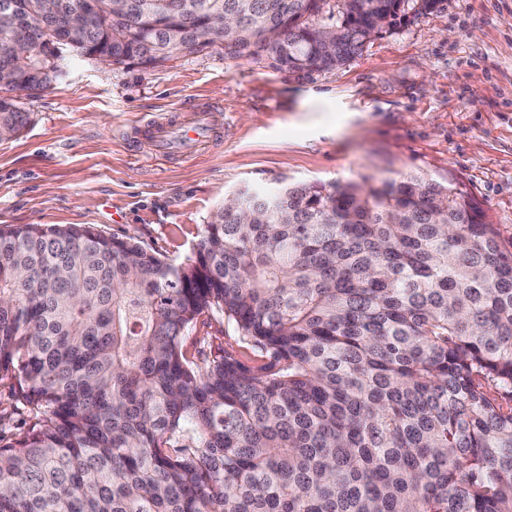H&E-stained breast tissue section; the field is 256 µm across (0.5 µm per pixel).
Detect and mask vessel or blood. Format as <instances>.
<instances>
[{
    "label": "vessel or blood",
    "mask_w": 512,
    "mask_h": 512,
    "mask_svg": "<svg viewBox=\"0 0 512 512\" xmlns=\"http://www.w3.org/2000/svg\"><path fill=\"white\" fill-rule=\"evenodd\" d=\"M133 139L148 142L157 157L188 159L215 139L209 107L200 103L181 108L176 118H152L135 127Z\"/></svg>",
    "instance_id": "1"
}]
</instances>
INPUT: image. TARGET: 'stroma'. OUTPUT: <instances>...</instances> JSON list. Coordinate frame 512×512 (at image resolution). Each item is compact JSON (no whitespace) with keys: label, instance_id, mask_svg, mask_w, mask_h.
<instances>
[{"label":"stroma","instance_id":"1","mask_svg":"<svg viewBox=\"0 0 512 512\" xmlns=\"http://www.w3.org/2000/svg\"><path fill=\"white\" fill-rule=\"evenodd\" d=\"M197 102L219 145L186 161L128 152L129 128ZM20 103L28 126L0 140V225L85 224L180 263L236 190L419 174L478 200L512 246V0H439L307 78L213 46L148 69L73 61ZM234 336L204 316L185 348L232 351Z\"/></svg>","mask_w":512,"mask_h":512}]
</instances>
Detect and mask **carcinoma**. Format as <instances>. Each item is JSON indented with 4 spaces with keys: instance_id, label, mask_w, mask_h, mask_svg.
Returning <instances> with one entry per match:
<instances>
[{
    "instance_id": "obj_1",
    "label": "carcinoma",
    "mask_w": 512,
    "mask_h": 512,
    "mask_svg": "<svg viewBox=\"0 0 512 512\" xmlns=\"http://www.w3.org/2000/svg\"><path fill=\"white\" fill-rule=\"evenodd\" d=\"M0 11V130L63 61L153 67L214 45L330 70L438 0H95ZM175 264L89 225H0V512H512V251L477 201L415 175L233 194ZM219 314L239 351L189 359ZM12 382L4 380L0 382V410L2 415L3 434L7 438H18L26 430L24 421L13 413L16 400L13 396Z\"/></svg>"
}]
</instances>
